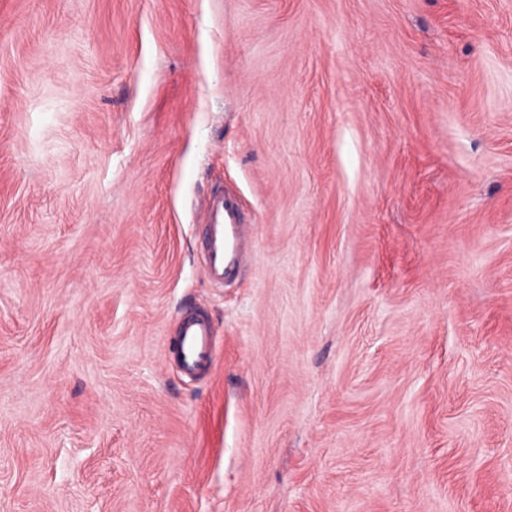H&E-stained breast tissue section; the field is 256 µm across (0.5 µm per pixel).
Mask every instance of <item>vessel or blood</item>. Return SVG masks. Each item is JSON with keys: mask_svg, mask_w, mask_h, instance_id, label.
<instances>
[{"mask_svg": "<svg viewBox=\"0 0 512 512\" xmlns=\"http://www.w3.org/2000/svg\"><path fill=\"white\" fill-rule=\"evenodd\" d=\"M248 245L247 225L235 192L215 193L207 206L202 254L212 283L221 286L237 276ZM214 332L210 319L196 311L182 313L170 353L182 372L197 374L213 362Z\"/></svg>", "mask_w": 512, "mask_h": 512, "instance_id": "1", "label": "vessel or blood"}]
</instances>
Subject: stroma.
Here are the masks:
<instances>
[{
  "label": "stroma",
  "mask_w": 512,
  "mask_h": 512,
  "mask_svg": "<svg viewBox=\"0 0 512 512\" xmlns=\"http://www.w3.org/2000/svg\"><path fill=\"white\" fill-rule=\"evenodd\" d=\"M0 512H512V0H0ZM202 254L212 283L224 286L237 276L248 245L247 224L237 194L224 190L210 199L202 224ZM214 332L211 320L197 312H183L178 320L170 353L186 375L197 374L213 362Z\"/></svg>",
  "instance_id": "stroma-1"
}]
</instances>
